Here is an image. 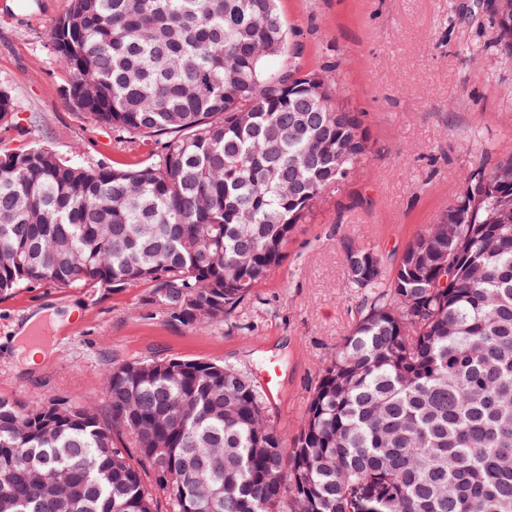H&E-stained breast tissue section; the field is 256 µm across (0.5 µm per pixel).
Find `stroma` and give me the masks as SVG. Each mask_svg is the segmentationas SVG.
I'll use <instances>...</instances> for the list:
<instances>
[{
    "label": "stroma",
    "instance_id": "stroma-1",
    "mask_svg": "<svg viewBox=\"0 0 512 512\" xmlns=\"http://www.w3.org/2000/svg\"><path fill=\"white\" fill-rule=\"evenodd\" d=\"M70 0H0V87L17 101L7 138L59 153L80 147L91 166L154 161L155 140L118 133L76 111L55 62L50 29ZM306 68L336 74L374 145L366 165L296 225L287 256L229 320L203 329L145 305V287L24 288L0 299V398L105 407L103 378L132 357L201 358L263 381L279 367L272 420L295 432L325 362L358 319L348 248L378 254L391 273L436 223L464 176L512 156V54L500 50L493 0H278ZM44 312L50 354L27 365L20 331Z\"/></svg>",
    "mask_w": 512,
    "mask_h": 512
}]
</instances>
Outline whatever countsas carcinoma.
Segmentation results:
<instances>
[{
  "label": "carcinoma",
  "mask_w": 512,
  "mask_h": 512,
  "mask_svg": "<svg viewBox=\"0 0 512 512\" xmlns=\"http://www.w3.org/2000/svg\"><path fill=\"white\" fill-rule=\"evenodd\" d=\"M494 23L512 53V0ZM50 41L73 108L166 140L133 170L0 141L1 297L144 285L173 323L223 322L371 154L276 0H71ZM16 112L0 88V126ZM346 265L367 309L293 436L231 366L131 357L106 415L0 399V512H358L359 484L375 512H512V158L469 172L389 277L370 250Z\"/></svg>",
  "instance_id": "obj_1"
}]
</instances>
